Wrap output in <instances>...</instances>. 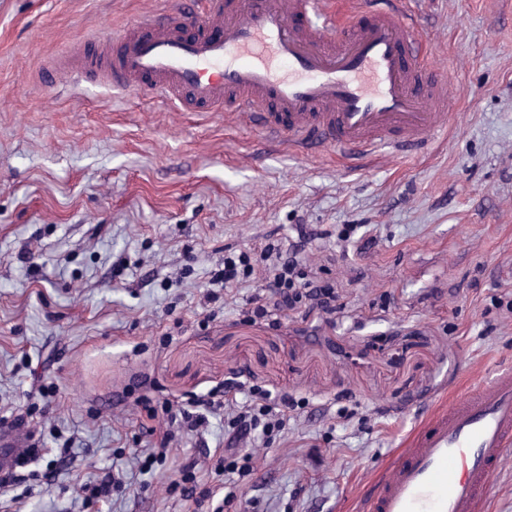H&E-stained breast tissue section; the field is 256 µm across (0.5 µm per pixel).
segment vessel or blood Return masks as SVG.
I'll return each mask as SVG.
<instances>
[{
    "mask_svg": "<svg viewBox=\"0 0 512 512\" xmlns=\"http://www.w3.org/2000/svg\"><path fill=\"white\" fill-rule=\"evenodd\" d=\"M205 29L187 34L177 0L171 18L118 36L106 50L89 49L68 73L72 85L103 76L175 106L221 112L244 108L243 119L297 148L314 144L367 155L408 150L441 127L448 84L416 43L415 0H386L362 21L367 0H351L350 25L335 35L330 0H194ZM315 16L306 31L291 23ZM512 446V371L501 370L462 400L440 405L397 451L366 512H482L492 478Z\"/></svg>",
    "mask_w": 512,
    "mask_h": 512,
    "instance_id": "b4317fda",
    "label": "vessel or blood"
}]
</instances>
